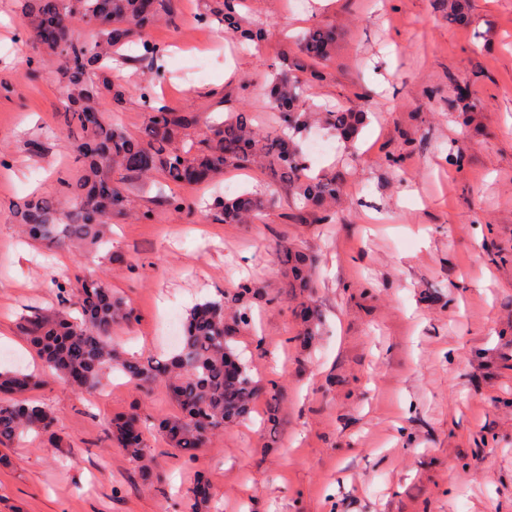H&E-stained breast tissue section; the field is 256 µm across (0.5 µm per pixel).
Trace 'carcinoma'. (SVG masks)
I'll list each match as a JSON object with an SVG mask.
<instances>
[{"label":"carcinoma","mask_w":512,"mask_h":512,"mask_svg":"<svg viewBox=\"0 0 512 512\" xmlns=\"http://www.w3.org/2000/svg\"><path fill=\"white\" fill-rule=\"evenodd\" d=\"M21 34L33 37L36 54L57 57L65 82L62 126L74 137L80 174L70 168L56 171V189L51 195H32L16 206L26 233L39 242L84 245L97 248L106 243V228L112 216H128L151 222L150 209L131 212L129 193L112 183L117 167L141 180L163 174L176 185L210 181L224 169L254 162L302 197L307 206L320 207L340 194L336 179L305 175L307 166L293 132L307 122L298 111L299 81L279 82L274 95L280 105L282 125L290 134L263 136L246 115L240 113L208 126L205 138H191L200 123L194 112H175L150 98L149 120L144 136L132 138L105 119L107 98L119 102L123 87L106 80L112 73L115 52L125 46L138 50L136 59L149 65L163 55L159 44L142 38L146 26L156 21L173 23L178 18V0H17ZM241 0H222L221 8L197 16L199 23L217 21L240 37L257 40L259 30L244 29L235 6ZM92 27L95 37L81 40L73 35L72 22ZM335 33L315 27L304 36L306 52L323 60L330 53ZM363 116L359 112H332L326 119L346 142L356 133ZM166 206L195 215L192 202L180 195L165 197ZM260 204L245 194L217 207L212 219L242 223L255 217ZM294 287L314 288L312 262L293 250L283 251ZM57 307L21 317L19 329L42 361L41 370L29 373L0 372V445H9L35 433L48 448L64 446L55 430L53 415L32 401L28 393L49 376L79 390L102 385L113 369L127 383L148 391L161 383L180 415L160 418L157 430L165 443L191 456L206 447L209 435L248 417L260 386L247 373L233 336L250 322L245 311L228 312L224 300L196 305L189 313L180 347L172 354L128 358L112 346V326L126 322L132 310L104 282L76 270L67 285L56 284ZM109 439L122 448L139 471L151 470L154 449L143 438L137 412L117 414L106 424ZM189 512H205L209 487L203 474L186 491Z\"/></svg>","instance_id":"cac0c4a2"}]
</instances>
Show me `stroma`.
<instances>
[{
    "label": "stroma",
    "mask_w": 512,
    "mask_h": 512,
    "mask_svg": "<svg viewBox=\"0 0 512 512\" xmlns=\"http://www.w3.org/2000/svg\"><path fill=\"white\" fill-rule=\"evenodd\" d=\"M219 4L179 0L176 23L148 29L167 49L166 79L144 64L113 69L128 90L119 126L142 135L148 86L173 111L242 112L280 133L269 88L303 59L298 35L328 25L336 45L313 64L321 77L300 105L315 119L298 139L335 142L307 168L336 175L342 193L326 210L306 208L255 166L180 187L207 206L228 185L261 199L254 223L221 224L169 210L161 174L128 179L133 209H152L153 222L112 219L109 243L89 256L24 238L12 214L32 190L53 193V168L74 155L57 121V60L31 69L17 0H0V85L10 89L0 96V370L40 367L19 319L53 308L56 283L79 269L133 308L134 321L112 329L130 355L171 353V315L250 283L252 323L235 344L261 387L250 415L196 457L148 434L147 479L104 427L132 410L149 426L177 415L165 388L144 393L118 374L92 394L48 381L32 397L65 445L30 435L0 448V512H187L200 473L211 512H512V0H461L460 23L446 0H245L244 26L267 33L255 48L197 24ZM197 59L200 80L188 71ZM346 110L364 116L351 147L316 119ZM286 249L310 257L314 290L291 287ZM304 303L322 319L309 342Z\"/></svg>",
    "instance_id": "1"
}]
</instances>
